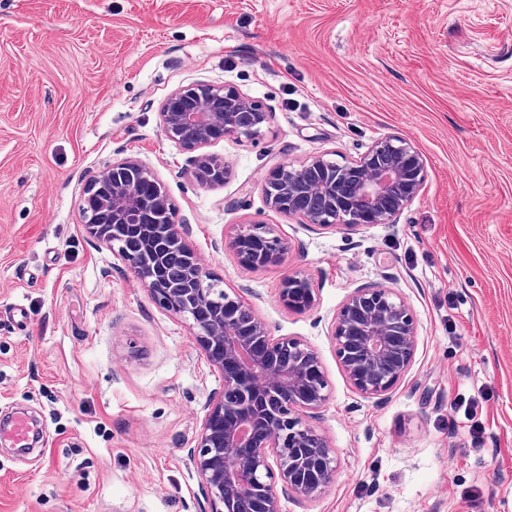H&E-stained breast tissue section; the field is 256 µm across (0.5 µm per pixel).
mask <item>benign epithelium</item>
<instances>
[{"instance_id": "obj_1", "label": "benign epithelium", "mask_w": 512, "mask_h": 512, "mask_svg": "<svg viewBox=\"0 0 512 512\" xmlns=\"http://www.w3.org/2000/svg\"><path fill=\"white\" fill-rule=\"evenodd\" d=\"M160 120L168 139L186 150L233 137L251 140L266 120L261 108L227 85L195 84L173 92ZM202 186L224 181V163L192 157ZM424 161L404 138L374 142L359 159L339 163L318 155L280 164L265 177L269 208L321 228L353 230L392 224L422 189ZM83 210L87 232L117 252L163 309L190 322L208 360L224 373V390L209 404L188 455L206 488L210 512H280L278 489L320 496L335 480L326 438L303 419L327 400L317 354L301 341L272 336L253 308L220 294L219 282L182 239L172 205L153 174L126 159L94 176ZM263 238L265 254L284 263L288 247L263 224H240L229 237L243 265L258 260L249 244ZM291 308L314 301L311 282L297 274L282 283ZM340 362L357 391L379 396L412 365L418 323L391 289L358 288L332 320Z\"/></svg>"}]
</instances>
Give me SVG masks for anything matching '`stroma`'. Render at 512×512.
Here are the masks:
<instances>
[{"mask_svg": "<svg viewBox=\"0 0 512 512\" xmlns=\"http://www.w3.org/2000/svg\"><path fill=\"white\" fill-rule=\"evenodd\" d=\"M193 83L267 113L252 141L207 153L200 186L160 106ZM410 140L425 180L391 224L320 229L271 210L273 167ZM125 158L161 183L185 240L273 336L314 350L328 399L309 414L336 459L318 499L281 512H512V0H0V512H207L187 453L224 386L194 329L161 309L84 228L83 192ZM266 224L284 265L225 243ZM314 302L284 305L283 278ZM390 288L418 322L414 362L385 395L350 383L331 320ZM477 401L474 419L455 413ZM191 175L202 186H213L224 181V162L206 154H199L190 160ZM281 296L289 307L302 309L309 307L314 301V288L307 278L290 274L283 280Z\"/></svg>", "mask_w": 512, "mask_h": 512, "instance_id": "1", "label": "stroma"}]
</instances>
